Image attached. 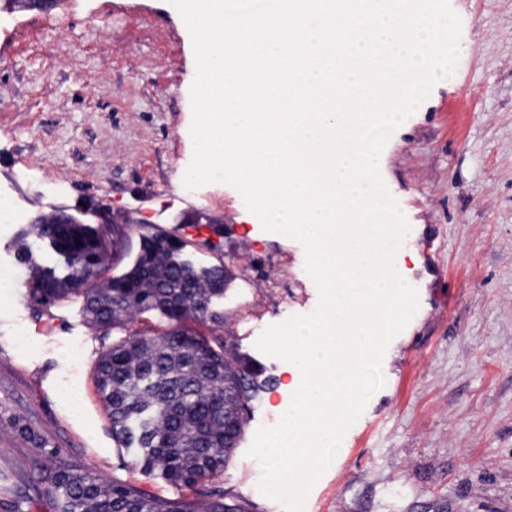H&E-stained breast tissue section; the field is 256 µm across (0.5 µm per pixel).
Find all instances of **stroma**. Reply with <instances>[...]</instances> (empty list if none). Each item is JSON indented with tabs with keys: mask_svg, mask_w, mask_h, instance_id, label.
Here are the masks:
<instances>
[{
	"mask_svg": "<svg viewBox=\"0 0 512 512\" xmlns=\"http://www.w3.org/2000/svg\"><path fill=\"white\" fill-rule=\"evenodd\" d=\"M461 19L455 73L392 134L380 173L410 229L397 251L418 309L388 344L385 385L345 432L304 512H512V0H449ZM0 38V189L26 216L102 202L176 234L195 265L224 266L223 336L275 385L256 403L224 473L176 489L130 466L94 380L102 341L80 297L28 296L0 223V417L17 416L103 480L189 499L230 492L250 512H285L258 489L247 455L292 395L286 361L258 351L269 326L316 311L305 250L263 228L231 185L181 179L193 150L190 33L169 0H58L16 11ZM207 223H196L197 215ZM218 227H210V220ZM40 446L0 430V473Z\"/></svg>",
	"mask_w": 512,
	"mask_h": 512,
	"instance_id": "35a3bbf8",
	"label": "stroma"
}]
</instances>
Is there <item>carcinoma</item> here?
I'll return each mask as SVG.
<instances>
[{
  "label": "carcinoma",
  "instance_id": "cac0c4a2",
  "mask_svg": "<svg viewBox=\"0 0 512 512\" xmlns=\"http://www.w3.org/2000/svg\"><path fill=\"white\" fill-rule=\"evenodd\" d=\"M29 224L16 240L29 265L31 300L53 306L82 297L80 316L94 331L122 335L102 350L95 364L96 385L112 421V437L131 452L144 475L192 488L223 473L244 434L245 415L266 392L269 380L256 360L224 344V267L197 268L180 256L181 241L139 227V249L128 268L92 288L77 280L95 275L117 255L126 237L122 224ZM48 244L57 264L32 261L33 246ZM147 312L169 327L155 336L132 329ZM192 321L212 337L184 328ZM6 427L37 440L42 458L24 486L0 485L10 512L38 499L54 512H249L226 493L200 500L150 495L122 480L106 482L89 467L63 460L23 420Z\"/></svg>",
  "mask_w": 512,
  "mask_h": 512
}]
</instances>
